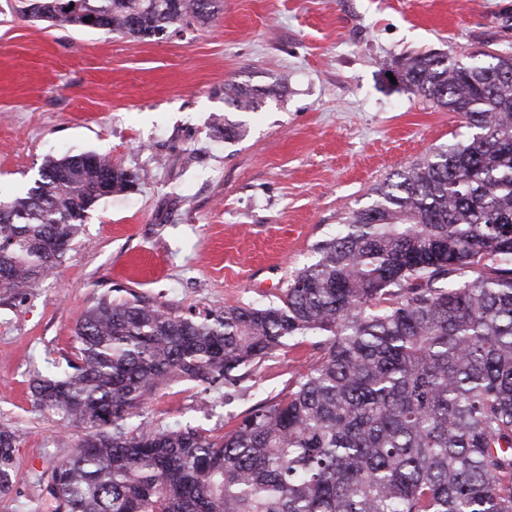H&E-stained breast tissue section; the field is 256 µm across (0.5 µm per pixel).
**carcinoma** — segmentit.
<instances>
[{
	"label": "carcinoma",
	"instance_id": "obj_1",
	"mask_svg": "<svg viewBox=\"0 0 512 512\" xmlns=\"http://www.w3.org/2000/svg\"><path fill=\"white\" fill-rule=\"evenodd\" d=\"M216 0H31L147 40ZM398 79L474 129L373 189L275 299L182 315L102 296L75 352L31 384L75 438L39 479L43 512H512V54L412 55ZM232 84L226 103L258 106ZM140 176L95 153L46 160L0 202V294L47 277L86 213ZM316 363L222 435L150 417L163 387L237 383L289 342ZM20 430L0 424V499Z\"/></svg>",
	"mask_w": 512,
	"mask_h": 512
}]
</instances>
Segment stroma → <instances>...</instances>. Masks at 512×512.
<instances>
[{"label": "stroma", "mask_w": 512, "mask_h": 512, "mask_svg": "<svg viewBox=\"0 0 512 512\" xmlns=\"http://www.w3.org/2000/svg\"><path fill=\"white\" fill-rule=\"evenodd\" d=\"M25 3L0 0V201L67 153L141 179L87 213L52 275L0 300V423L23 431L19 497L0 512H40L36 477L66 458L73 436L33 411L29 383L72 353L85 308L116 288L183 314L272 299L374 187L469 136L391 83L402 58L512 53V0H223L207 24L148 41L33 22ZM232 83L263 89L258 109L226 104ZM223 118L241 138L218 137ZM316 360L286 347L207 395L171 384L148 414L220 435Z\"/></svg>", "instance_id": "35a3bbf8"}]
</instances>
